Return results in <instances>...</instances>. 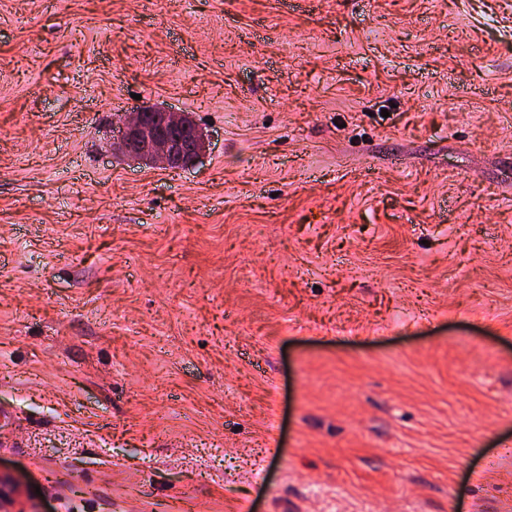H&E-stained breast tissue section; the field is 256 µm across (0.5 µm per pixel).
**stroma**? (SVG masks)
<instances>
[{
  "mask_svg": "<svg viewBox=\"0 0 512 512\" xmlns=\"http://www.w3.org/2000/svg\"><path fill=\"white\" fill-rule=\"evenodd\" d=\"M0 410L26 512H512V0H0ZM118 129V147L127 158L172 169L196 164L208 146L207 135L190 126L185 113L164 106L139 107Z\"/></svg>",
  "mask_w": 512,
  "mask_h": 512,
  "instance_id": "stroma-1",
  "label": "stroma"
}]
</instances>
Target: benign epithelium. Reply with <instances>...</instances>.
<instances>
[{
	"instance_id": "1",
	"label": "benign epithelium",
	"mask_w": 512,
	"mask_h": 512,
	"mask_svg": "<svg viewBox=\"0 0 512 512\" xmlns=\"http://www.w3.org/2000/svg\"><path fill=\"white\" fill-rule=\"evenodd\" d=\"M208 138L184 113L164 106H143L119 127L118 147L128 158L185 168L204 155Z\"/></svg>"
}]
</instances>
